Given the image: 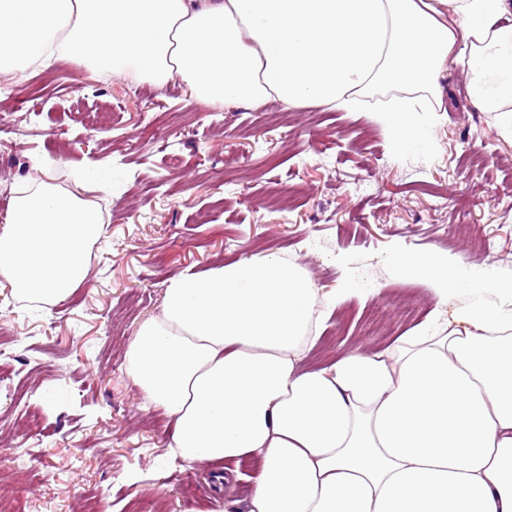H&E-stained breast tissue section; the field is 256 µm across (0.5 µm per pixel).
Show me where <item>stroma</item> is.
I'll return each instance as SVG.
<instances>
[{
  "label": "stroma",
  "mask_w": 512,
  "mask_h": 512,
  "mask_svg": "<svg viewBox=\"0 0 512 512\" xmlns=\"http://www.w3.org/2000/svg\"><path fill=\"white\" fill-rule=\"evenodd\" d=\"M0 85V222L46 161L66 190L80 192L93 168L112 184L90 196L106 226L88 284L38 310L0 276V503L230 512L244 497L238 474L220 487L213 465L169 456L171 417L125 370L174 275L274 252L308 271L318 296L359 283L325 319L307 367L385 346L371 314H389L400 334L434 310L426 284L396 278V252H443L512 282V140L459 70L441 82L440 111L422 115L425 142L403 151L364 112L199 103L179 84L72 60L32 67L19 85L0 74Z\"/></svg>",
  "instance_id": "35a3bbf8"
}]
</instances>
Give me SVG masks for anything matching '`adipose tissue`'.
I'll return each mask as SVG.
<instances>
[{"label": "adipose tissue", "mask_w": 512, "mask_h": 512, "mask_svg": "<svg viewBox=\"0 0 512 512\" xmlns=\"http://www.w3.org/2000/svg\"><path fill=\"white\" fill-rule=\"evenodd\" d=\"M68 58L196 101L322 104L422 140L418 94L449 67L512 136V0H0V73ZM103 217L29 182L0 231V273L50 309L89 278ZM438 308L385 348L305 369L322 313L306 271L273 253L169 281L126 371L173 419L170 454L249 466L246 512H512V282L401 251ZM451 305L450 315L441 308Z\"/></svg>", "instance_id": "adipose-tissue-1"}]
</instances>
